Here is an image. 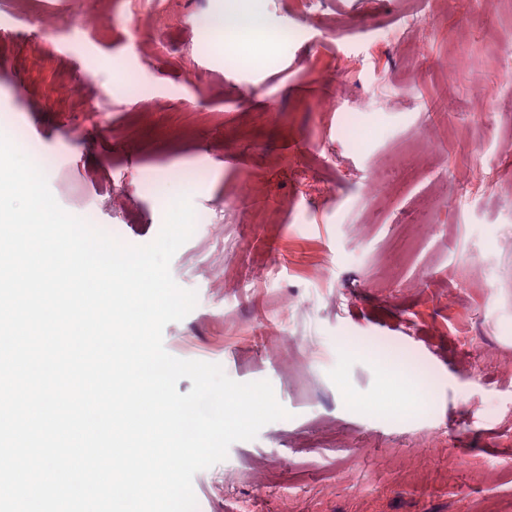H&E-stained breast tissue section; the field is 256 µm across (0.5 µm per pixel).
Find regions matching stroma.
Listing matches in <instances>:
<instances>
[{
    "label": "stroma",
    "mask_w": 512,
    "mask_h": 512,
    "mask_svg": "<svg viewBox=\"0 0 512 512\" xmlns=\"http://www.w3.org/2000/svg\"><path fill=\"white\" fill-rule=\"evenodd\" d=\"M234 8L281 34L259 65L199 23ZM511 29L505 0H0V121L57 203L145 245L187 198L164 347L288 413L197 512H512Z\"/></svg>",
    "instance_id": "35a3bbf8"
}]
</instances>
